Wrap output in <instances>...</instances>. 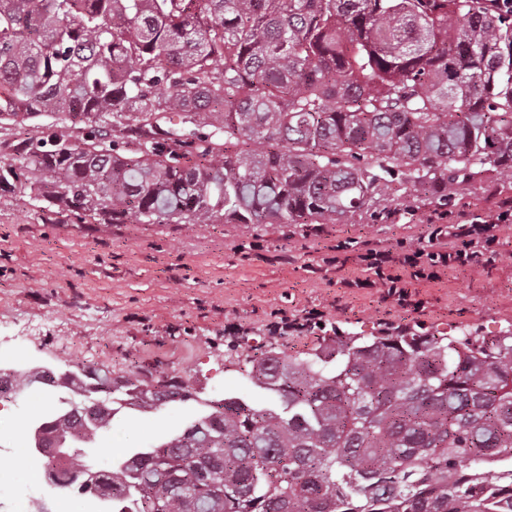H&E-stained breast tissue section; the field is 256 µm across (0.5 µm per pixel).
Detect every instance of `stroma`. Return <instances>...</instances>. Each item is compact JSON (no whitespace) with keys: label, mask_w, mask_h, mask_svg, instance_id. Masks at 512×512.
<instances>
[{"label":"stroma","mask_w":512,"mask_h":512,"mask_svg":"<svg viewBox=\"0 0 512 512\" xmlns=\"http://www.w3.org/2000/svg\"><path fill=\"white\" fill-rule=\"evenodd\" d=\"M500 202L487 180L460 186L452 219H491ZM382 207L400 220L369 216L326 224H85L48 218L31 199L29 179L0 193V334L19 339L29 363L54 370L102 368L115 377L164 370L190 378L213 399L265 400L245 377L247 359L274 344L281 358L313 347L318 332L272 336L281 314L326 312L340 335L382 330L429 336L512 332V228L475 272L448 269L441 281L418 282L422 311L402 308L362 277L355 245L426 242L432 209L395 187ZM239 326L225 341L226 326ZM197 402L128 411L95 454L115 463L159 444L197 418Z\"/></svg>","instance_id":"35a3bbf8"}]
</instances>
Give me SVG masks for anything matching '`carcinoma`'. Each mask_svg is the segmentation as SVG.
Here are the masks:
<instances>
[{
	"label": "carcinoma",
	"instance_id": "obj_1",
	"mask_svg": "<svg viewBox=\"0 0 512 512\" xmlns=\"http://www.w3.org/2000/svg\"><path fill=\"white\" fill-rule=\"evenodd\" d=\"M0 161L86 224H345L512 180V0H0ZM100 474L132 512H512V336H330ZM75 387H107L96 370ZM153 405L194 395L123 381ZM97 405L51 428L80 435ZM35 130L32 125H14L6 126L0 129V160L8 161L10 158L9 145L25 136H31L35 134Z\"/></svg>",
	"mask_w": 512,
	"mask_h": 512
}]
</instances>
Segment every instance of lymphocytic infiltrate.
Here are the masks:
<instances>
[{
	"mask_svg": "<svg viewBox=\"0 0 512 512\" xmlns=\"http://www.w3.org/2000/svg\"><path fill=\"white\" fill-rule=\"evenodd\" d=\"M504 224H512L509 200L501 203L490 221L476 218L432 225L423 245L414 247L402 241L393 247L364 244L359 259L367 276L357 285L383 288L385 296L397 305L411 306L415 283L440 280L445 270L454 266L474 269L483 265L497 241V229Z\"/></svg>",
	"mask_w": 512,
	"mask_h": 512,
	"instance_id": "lymphocytic-infiltrate-1",
	"label": "lymphocytic infiltrate"
}]
</instances>
